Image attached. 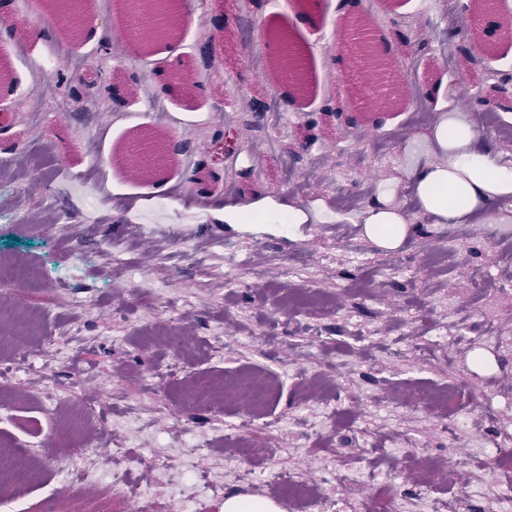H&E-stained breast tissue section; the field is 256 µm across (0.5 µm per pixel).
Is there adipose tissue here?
I'll return each instance as SVG.
<instances>
[{
    "instance_id": "ef3b65f1",
    "label": "adipose tissue",
    "mask_w": 512,
    "mask_h": 512,
    "mask_svg": "<svg viewBox=\"0 0 512 512\" xmlns=\"http://www.w3.org/2000/svg\"><path fill=\"white\" fill-rule=\"evenodd\" d=\"M429 156L410 172L418 203L442 224H463L477 216L497 211L512 195V167L501 164L491 153L476 123L444 113L437 118L430 139ZM299 209L289 206L270 213L251 205L228 204V224H296ZM366 235L384 248L398 247L411 225L401 211L387 203L374 202L364 221Z\"/></svg>"
}]
</instances>
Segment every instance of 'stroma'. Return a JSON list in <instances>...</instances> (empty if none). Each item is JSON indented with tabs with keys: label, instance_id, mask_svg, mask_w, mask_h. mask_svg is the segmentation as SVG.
Segmentation results:
<instances>
[{
	"label": "stroma",
	"instance_id": "stroma-1",
	"mask_svg": "<svg viewBox=\"0 0 512 512\" xmlns=\"http://www.w3.org/2000/svg\"><path fill=\"white\" fill-rule=\"evenodd\" d=\"M171 40L117 42L123 6L89 8L91 38L72 41L80 67L59 56L64 35L41 23L45 0H0V260L43 270L0 284V445L80 444L107 433L98 482L69 490L53 474L0 483L13 512H176L195 481L192 512H222L225 494L296 502L276 482L300 477L327 512H482L512 485L497 466L512 451V204L491 222L438 224L410 180L428 150L430 114H496L512 127V93L480 76L512 75V39L485 55L469 0H361L404 78L396 109L369 101L362 74L338 66L344 0H321L317 27L299 0H180ZM288 32L306 58L308 88L290 104L271 69L267 34ZM193 71L169 91L159 71ZM157 136L183 146L184 167L128 182L99 159L136 139L157 109ZM61 173L47 177L45 157ZM112 204H99L102 196ZM378 200L416 231L380 248L361 229ZM301 209V224H227L225 203ZM72 349L55 362L40 343ZM35 355L23 370L13 358ZM253 372L271 393L261 411L229 400L190 404L196 379ZM456 388L453 409L426 404ZM54 397L67 408H43ZM96 403L85 425L77 410ZM163 455V467L143 461ZM135 479L126 501L102 480Z\"/></svg>",
	"mask_w": 512,
	"mask_h": 512
}]
</instances>
